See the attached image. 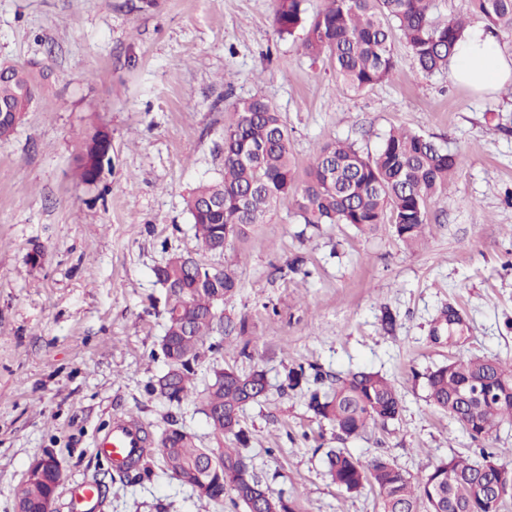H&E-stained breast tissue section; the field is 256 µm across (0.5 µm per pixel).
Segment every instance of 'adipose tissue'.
Returning <instances> with one entry per match:
<instances>
[{"mask_svg":"<svg viewBox=\"0 0 512 512\" xmlns=\"http://www.w3.org/2000/svg\"><path fill=\"white\" fill-rule=\"evenodd\" d=\"M453 62L455 78L475 89L496 93L512 86V60L500 53L483 27L467 30Z\"/></svg>","mask_w":512,"mask_h":512,"instance_id":"1","label":"adipose tissue"}]
</instances>
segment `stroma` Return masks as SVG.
<instances>
[{
  "instance_id": "35a3bbf8",
  "label": "stroma",
  "mask_w": 512,
  "mask_h": 512,
  "mask_svg": "<svg viewBox=\"0 0 512 512\" xmlns=\"http://www.w3.org/2000/svg\"><path fill=\"white\" fill-rule=\"evenodd\" d=\"M273 14V0H0V61L51 72L41 102L0 139V512H14L15 488L47 452L67 474L58 512L70 489L97 477L99 512H235L228 500L201 503L150 456L146 475L114 477L93 448L118 417L155 437L173 421L213 447L199 392L227 367L266 373L267 394L244 408L242 425L256 474L297 512L380 507L373 489L349 493L326 474L325 452L344 444L308 412L307 389L280 390L294 364L394 382L400 419L344 445L361 460L386 456L418 476L487 446L507 449L512 466V426L473 443L430 405L426 386L457 357L512 362V100L422 75L399 37L389 81L343 89L301 35L277 34ZM254 95L281 113L302 171L326 142L373 152L400 126L454 152L457 173L428 208L425 245L407 248L387 225L314 229L280 203L223 254L203 251L185 198L223 177L224 129L234 104ZM98 129L111 136V165L89 186L76 157ZM174 254L235 269L240 286L216 311L247 323L245 334L205 341L195 391L179 403L152 391L168 370L154 270ZM295 258L298 274L288 270ZM448 307L467 323L452 345L431 335ZM386 310L397 320L389 334Z\"/></svg>"
}]
</instances>
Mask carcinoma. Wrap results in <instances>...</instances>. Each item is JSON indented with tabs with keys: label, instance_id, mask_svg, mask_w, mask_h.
<instances>
[{
	"label": "carcinoma",
	"instance_id": "carcinoma-1",
	"mask_svg": "<svg viewBox=\"0 0 512 512\" xmlns=\"http://www.w3.org/2000/svg\"><path fill=\"white\" fill-rule=\"evenodd\" d=\"M305 0H274V23L281 36L303 31L305 53L316 60L327 53L336 82L362 91L389 80L395 69L393 32L400 33L420 71L431 76L448 69L465 23L432 18V0H324V7L307 17ZM473 12L487 27L512 33V0H471ZM48 73L34 64H0V138L7 137L41 95ZM236 120L224 130V177L201 181L185 204L195 237L211 253L224 251L226 240L243 238L263 224L272 208L294 197V215L302 223L348 224L361 234L380 225L392 226L407 247L419 246L429 227L427 207L447 197L457 172L456 155L423 134L392 130L370 155L351 143L334 140L319 147L301 185H296L297 166L289 147L288 128L276 107L262 96L239 100L233 107ZM107 132L95 131L85 140L77 166L81 181L95 185L104 171L103 145ZM193 257L175 254L157 266V282L166 289V333L177 337L174 350L161 348L173 370L171 390L161 396L179 403L187 396L200 349L221 328L215 306L225 303L239 288L231 269L205 268L197 282L189 263ZM465 325L451 320L448 311L434 321L433 336L453 339ZM309 382L305 366L289 367L281 387L296 389ZM487 388L491 399L464 403L460 392L471 383ZM427 398L432 406L458 422L474 442L488 439L505 422L512 423V363L477 356L459 357L426 375ZM267 392L264 371L241 373L226 368L203 391V411L218 439L233 448H200L195 438L171 423L162 433L154 456L162 471L191 487L199 500L213 503L231 496L233 505L247 512L242 496L249 483L266 492L261 512H295L283 494L262 483L248 452V435L241 425L244 407ZM307 410L320 422L336 429L346 441L362 436L375 424L399 420L402 397L394 383L372 371L338 377L326 390L309 391ZM505 451H484L481 460L453 457L425 475L413 477L390 458L362 461L345 448L327 453V473L337 486L357 492L366 485L379 495L380 512H453L465 498L467 484L490 492L495 505L512 496V480L500 479L497 466ZM214 465L205 466L207 454ZM64 479L46 471L42 478L24 480L14 497L24 512H38L40 503L57 494Z\"/></svg>",
	"mask_w": 512,
	"mask_h": 512
}]
</instances>
